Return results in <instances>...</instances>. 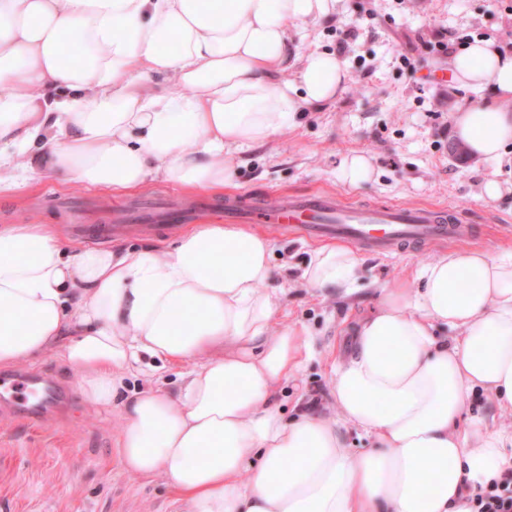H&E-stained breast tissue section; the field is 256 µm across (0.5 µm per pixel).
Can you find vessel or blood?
Here are the masks:
<instances>
[{
  "mask_svg": "<svg viewBox=\"0 0 512 512\" xmlns=\"http://www.w3.org/2000/svg\"><path fill=\"white\" fill-rule=\"evenodd\" d=\"M193 218L191 211L176 204L152 207L143 199L117 216L121 223L160 220L186 224ZM224 219L264 224L308 239L345 240L361 249L383 253L414 245L460 241L470 233L462 214L454 209L346 203L325 192L285 195L273 206L261 197L246 202L229 200L224 204ZM69 398L67 384L45 372L0 376V408L12 416L22 413L38 422Z\"/></svg>",
  "mask_w": 512,
  "mask_h": 512,
  "instance_id": "obj_1",
  "label": "vessel or blood"
}]
</instances>
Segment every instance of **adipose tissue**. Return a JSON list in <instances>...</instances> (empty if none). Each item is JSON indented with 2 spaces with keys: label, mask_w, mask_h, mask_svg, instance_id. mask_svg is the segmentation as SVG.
<instances>
[{
  "label": "adipose tissue",
  "mask_w": 512,
  "mask_h": 512,
  "mask_svg": "<svg viewBox=\"0 0 512 512\" xmlns=\"http://www.w3.org/2000/svg\"><path fill=\"white\" fill-rule=\"evenodd\" d=\"M334 4L0 0V194L46 174L118 194L155 178L233 186L242 152L344 89L341 60L291 36ZM452 71L463 90L492 85L493 101L456 112L453 134L501 166L512 53L477 41ZM272 250L237 224L107 249L63 243L49 224H1L0 367L60 352L100 407L143 358L180 368L177 392L126 400L117 451L126 471L163 477L182 512H473L479 488L512 468V424L463 417L478 388L512 415V249L444 253L381 288L331 367L337 414L290 420L274 396L312 346L296 326L269 333ZM360 266L352 248L325 246L302 279L350 294ZM348 426L375 448H347Z\"/></svg>",
  "instance_id": "adipose-tissue-1"
}]
</instances>
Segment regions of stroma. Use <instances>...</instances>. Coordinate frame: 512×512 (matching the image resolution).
<instances>
[{
	"label": "stroma",
	"instance_id": "1",
	"mask_svg": "<svg viewBox=\"0 0 512 512\" xmlns=\"http://www.w3.org/2000/svg\"><path fill=\"white\" fill-rule=\"evenodd\" d=\"M342 30L354 33L341 57L345 89L332 104L302 113L296 126L245 152L233 195L262 196L273 205L285 194L321 190L344 201L445 205L474 224L469 246L512 248V177L501 178L496 198L485 196L491 165L463 152L451 134L454 113L474 95L455 85L449 56L434 49L449 33L512 47V0H336L330 15L307 25L299 43L305 51L333 53ZM411 50L418 58L413 71L399 59ZM353 154L368 156L374 168L371 180L357 187L338 176L343 159ZM138 195L184 205L195 201L157 179L141 193L115 194L45 177L0 196V224H51L69 241L75 233L58 198L83 201L84 221L94 224ZM270 237L275 276L267 288L278 297L274 325L304 328L314 349L305 370L282 384L275 401L288 419L301 412L333 413L328 354L352 351V326L375 310L376 287L397 285L444 247L419 246L390 256L361 252L359 290L345 296L313 290L301 280L315 242L275 231ZM28 366L68 381L73 403L67 415L37 426L0 418V512H181L176 494L161 479L126 472L115 451L121 401L147 388L145 374H128L120 401L97 408L80 389L79 369L57 352L35 357Z\"/></svg>",
	"mask_w": 512,
	"mask_h": 512
}]
</instances>
